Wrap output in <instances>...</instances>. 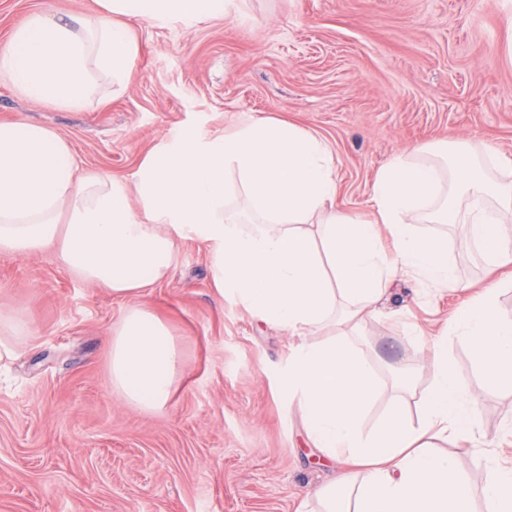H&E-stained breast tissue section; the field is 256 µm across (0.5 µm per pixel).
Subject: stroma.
<instances>
[{"label":"stroma","instance_id":"stroma-1","mask_svg":"<svg viewBox=\"0 0 512 512\" xmlns=\"http://www.w3.org/2000/svg\"><path fill=\"white\" fill-rule=\"evenodd\" d=\"M93 0H0V50L28 16L90 12ZM133 29L135 77L122 93L95 74L85 108L36 105L0 82V121L24 115L66 139L82 172L132 179L162 139L184 128L221 135L251 117L293 123L331 146L338 209H368L378 170L433 140L494 144L512 158V0H243V17L190 29ZM444 239L458 275L499 283L512 318V278L491 271L456 224ZM464 298L395 279L383 315L336 335L375 366L379 388L362 426L395 402L417 421L430 384L427 335ZM179 344L165 408L122 402L107 374L108 338L126 300L78 281L45 252L0 255V311L28 336L0 364V512H297L334 465L309 443L280 387L292 338L215 288L208 253L183 241L168 277L138 299ZM423 329L409 335L407 324ZM448 362L480 400L479 427L512 460V390L487 384L467 345Z\"/></svg>","mask_w":512,"mask_h":512}]
</instances>
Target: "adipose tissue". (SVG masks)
Listing matches in <instances>:
<instances>
[{
	"label": "adipose tissue",
	"mask_w": 512,
	"mask_h": 512,
	"mask_svg": "<svg viewBox=\"0 0 512 512\" xmlns=\"http://www.w3.org/2000/svg\"><path fill=\"white\" fill-rule=\"evenodd\" d=\"M88 17L29 16L0 52V81L36 104L79 109L90 75L116 90L133 77L137 45L129 20L194 27L242 16L241 0H94ZM334 157L325 140L292 123L252 118L233 132H186L149 152L133 181L81 176L69 143L21 118L0 122V255L51 250L67 272L109 288L129 305L112 331L108 369L122 401L150 409L169 401L181 351L168 327L135 304L164 280L181 243L204 244L213 282L267 323L297 336L284 385L309 439L336 462L317 490V512H475L454 457L424 438L485 441L475 396L458 383L446 340L430 347V387L419 424L391 412L371 433L361 422L378 389L376 371L354 347L321 337L344 307L360 325L393 279L467 299L448 326L463 340L488 384L512 388V319L498 290L471 292L448 247L422 224H460L490 265L512 266V159L490 143L409 146L376 174L371 209L337 210ZM468 205L459 209L454 197ZM393 250H386L384 236ZM512 507V467L490 463L484 512Z\"/></svg>",
	"instance_id": "1"
}]
</instances>
